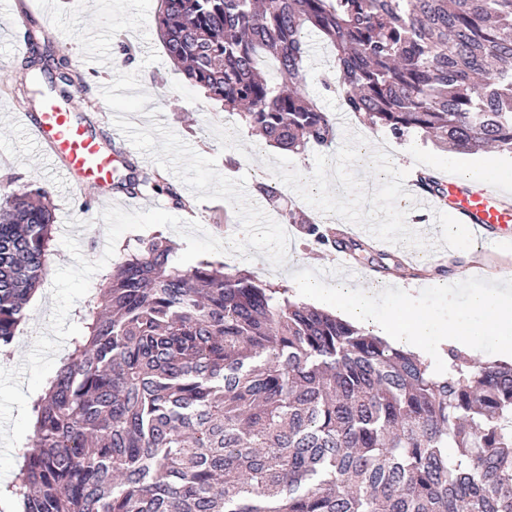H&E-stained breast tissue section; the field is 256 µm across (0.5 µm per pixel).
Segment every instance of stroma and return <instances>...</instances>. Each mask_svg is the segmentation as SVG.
<instances>
[{
  "label": "stroma",
  "mask_w": 512,
  "mask_h": 512,
  "mask_svg": "<svg viewBox=\"0 0 512 512\" xmlns=\"http://www.w3.org/2000/svg\"><path fill=\"white\" fill-rule=\"evenodd\" d=\"M27 0H0V194L37 185L45 188L54 204V240L39 300L29 302L21 332L47 331L53 312L51 287L58 267L72 264L62 244L69 235L79 242L82 255L98 260L106 246L105 224L100 217L97 195L88 186H64L56 161L40 154L25 131L23 114L37 115L46 99L55 92L44 76L22 70V58L16 55L18 36L10 14L23 10ZM159 0H43L40 18L30 22L33 30L44 31L57 55L67 57L81 82L72 87L69 108L81 115L97 137L107 146H115L133 158L136 169L116 167L115 173L134 179L141 194L140 210L151 207V199L170 214L187 222H198L212 236L225 239L240 233L241 226L233 206L222 200L197 201L193 192L178 177L138 151L107 117L117 113L139 126L158 121L168 126L198 154L216 157L218 171L231 179L246 177L248 189L266 182L280 192L277 201L256 194L254 202L268 215L277 207L297 208L311 217L320 212L334 216L336 229H344L355 219L383 226L395 244L388 250L385 274L370 273L367 285L380 278L395 280L403 288H427L462 281V270L472 260H480L487 278H496L499 270L512 268V253L495 250L480 252L454 224L433 227L431 245L451 243L441 259L448 272L442 276L411 277L404 271L399 252L407 239V215L397 209L393 198L409 172L433 168L470 180H500L502 189L512 192V155L495 152L462 156L441 151L421 136L412 134L397 141L382 130L367 128L354 115H343L336 93L326 91L321 82L322 69L314 55H326L318 38H311L312 57L306 62L304 88L324 111L336 119V136L331 147L311 146L296 153L269 146L246 126L225 112L220 102L209 99L200 89L190 86L168 58L156 25ZM96 38V59L84 54L88 36ZM130 49L134 65L118 66L113 61L118 46ZM109 82L117 92L112 100H99L97 87ZM157 177L173 186L177 194L157 192L144 182ZM226 269L249 272L255 280L278 284L280 278L304 269H322L327 284H337L330 269L334 251L308 241L297 234L287 249L282 268H274L262 256L246 261L230 253L216 257Z\"/></svg>",
  "instance_id": "35a3bbf8"
}]
</instances>
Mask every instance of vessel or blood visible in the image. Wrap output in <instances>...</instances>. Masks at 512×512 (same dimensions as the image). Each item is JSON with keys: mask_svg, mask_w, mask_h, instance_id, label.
<instances>
[{"mask_svg": "<svg viewBox=\"0 0 512 512\" xmlns=\"http://www.w3.org/2000/svg\"><path fill=\"white\" fill-rule=\"evenodd\" d=\"M26 125L48 155L62 164L71 181L108 191L115 162L112 152L66 107L48 103L37 118L27 119ZM406 190L424 220L436 223L446 216L477 244L489 248L512 245V203L506 192L490 183L447 175L439 179L437 188L427 190L411 181Z\"/></svg>", "mask_w": 512, "mask_h": 512, "instance_id": "obj_1", "label": "vessel or blood"}]
</instances>
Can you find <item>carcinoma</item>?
I'll return each instance as SVG.
<instances>
[{"mask_svg":"<svg viewBox=\"0 0 512 512\" xmlns=\"http://www.w3.org/2000/svg\"><path fill=\"white\" fill-rule=\"evenodd\" d=\"M187 82L282 150L333 143L304 92L308 37L344 110L394 138L512 154V0H160ZM27 70L74 85L26 33ZM322 245L385 268L323 224ZM48 191L0 195V349L51 255ZM152 235L84 304L82 333L31 403L33 444L6 493L23 512H512V364L456 348L442 374L243 272L177 265Z\"/></svg>","mask_w":512,"mask_h":512,"instance_id":"1","label":"carcinoma"}]
</instances>
